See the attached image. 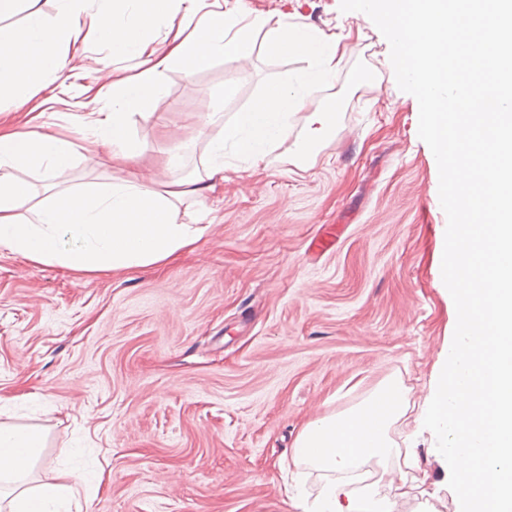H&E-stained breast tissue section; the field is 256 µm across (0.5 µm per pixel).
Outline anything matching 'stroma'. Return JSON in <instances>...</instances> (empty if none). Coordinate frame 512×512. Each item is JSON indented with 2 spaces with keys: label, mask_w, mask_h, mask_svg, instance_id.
Wrapping results in <instances>:
<instances>
[{
  "label": "stroma",
  "mask_w": 512,
  "mask_h": 512,
  "mask_svg": "<svg viewBox=\"0 0 512 512\" xmlns=\"http://www.w3.org/2000/svg\"><path fill=\"white\" fill-rule=\"evenodd\" d=\"M250 17L346 37L349 52L313 104H339L336 129L307 170L256 172L234 156L224 183L185 201L177 220L206 231L193 251L161 267L77 274L0 250V405L11 422L41 427L32 474L67 466L98 472L82 512H297L299 486L315 512L328 480L352 502L385 512H456L445 463L412 417L390 435L410 461H371L360 473L294 460L302 427L342 415L399 379L410 406L429 391L454 333L453 303L438 286L445 237L418 114L397 103L387 46L340 10V0H242ZM80 16L67 67L28 103L0 102V126L40 129L81 144L107 102L112 58ZM257 28L244 60H215L185 76L163 69L156 120L131 118L146 144L142 172L171 181L203 168L200 125L225 122L272 83L309 62L272 56ZM418 485L407 498L405 479Z\"/></svg>",
  "instance_id": "35a3bbf8"
}]
</instances>
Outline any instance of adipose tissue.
I'll list each match as a JSON object with an SVG mask.
<instances>
[{"label":"adipose tissue","mask_w":512,"mask_h":512,"mask_svg":"<svg viewBox=\"0 0 512 512\" xmlns=\"http://www.w3.org/2000/svg\"><path fill=\"white\" fill-rule=\"evenodd\" d=\"M24 3L29 6L24 26L0 25V94H9L16 104L65 68L64 50L83 9V0H60L57 15L48 22L37 9V0H0V16ZM173 3L94 0L93 32L98 39L111 46L113 55L142 57L150 65L116 77L112 106L95 120L83 149L50 134L0 130V249L84 273L167 264L192 249L204 233L202 227L177 222V203L202 194L206 183L223 179L225 151L256 168L283 148L286 161L303 169L333 134L335 107L312 109L308 99L314 90L332 83L347 51L340 40L278 20L244 23L230 9L207 13L191 35L155 47L152 33ZM257 25L267 30L269 54L306 58L309 68L292 83L269 84L233 123H220L217 113H209L208 124L220 131L208 141L202 173L167 183L147 179L138 170L145 148L130 133V111L162 97L159 68L175 64L190 75L219 58H246ZM298 114L309 133L292 144L288 127ZM107 145L117 171L110 182L79 189L64 185L77 152L92 157ZM22 170L45 171L50 195L36 200L30 183L18 176ZM407 411L401 386L385 383L344 415L309 422L298 436L294 457L325 471H353L368 459L399 455L390 429ZM45 446L41 428L0 422V512H71L80 495V474L61 470L52 481L28 483Z\"/></svg>","instance_id":"adipose-tissue-1"}]
</instances>
